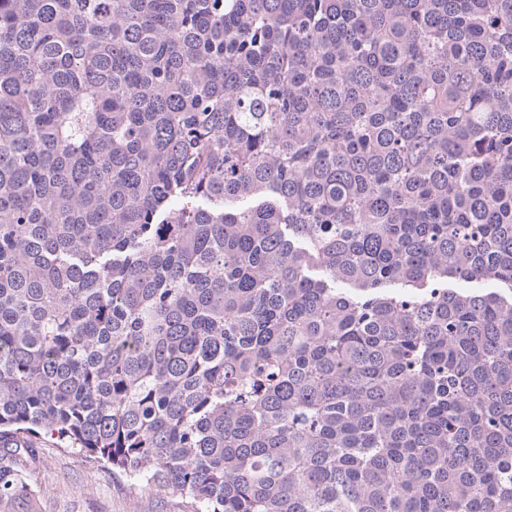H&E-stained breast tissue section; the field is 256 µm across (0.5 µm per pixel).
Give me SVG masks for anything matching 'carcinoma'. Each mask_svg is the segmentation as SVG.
Listing matches in <instances>:
<instances>
[{
  "label": "carcinoma",
  "mask_w": 512,
  "mask_h": 512,
  "mask_svg": "<svg viewBox=\"0 0 512 512\" xmlns=\"http://www.w3.org/2000/svg\"><path fill=\"white\" fill-rule=\"evenodd\" d=\"M39 437L195 512H512V0H0V512Z\"/></svg>",
  "instance_id": "cac0c4a2"
}]
</instances>
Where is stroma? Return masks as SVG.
Here are the masks:
<instances>
[{"mask_svg":"<svg viewBox=\"0 0 512 512\" xmlns=\"http://www.w3.org/2000/svg\"><path fill=\"white\" fill-rule=\"evenodd\" d=\"M33 454L38 512H192L178 497L134 489L109 465L72 454L50 438L35 440Z\"/></svg>","mask_w":512,"mask_h":512,"instance_id":"obj_1","label":"stroma"}]
</instances>
